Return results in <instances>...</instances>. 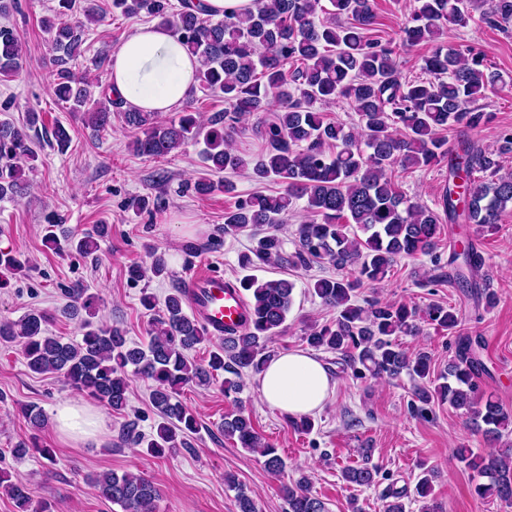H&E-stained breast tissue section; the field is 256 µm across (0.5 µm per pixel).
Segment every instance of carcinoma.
<instances>
[{"label": "carcinoma", "mask_w": 512, "mask_h": 512, "mask_svg": "<svg viewBox=\"0 0 512 512\" xmlns=\"http://www.w3.org/2000/svg\"><path fill=\"white\" fill-rule=\"evenodd\" d=\"M400 30L405 49L432 45L422 57V80L406 81L396 61L392 40L373 38L375 24L369 0H330L329 16L320 0H256V9L223 17L196 13L192 0L175 9L171 0H112L123 13H145L171 27L200 62L197 79L204 93L224 97V111L208 122L184 108L177 118L162 121L153 112L123 108V101L92 99V82L76 76L73 62L81 55L85 22H71L75 0H58L53 14L41 20L53 53V88L58 101L72 112H83L96 133L112 124V109L121 110L125 124L135 132L134 151L158 158L188 145L201 146L200 157L210 170L236 172L247 161L232 147L237 124L245 115L278 109L276 120L259 121L254 132L264 140L265 153L252 168L258 181L277 180L275 194L253 193L237 197L224 213V234L248 231L255 246L240 256L248 268L257 263L309 267L327 263L336 276L315 280L313 292L336 310V320L316 326L305 336L315 349L335 351L355 376L393 379L405 373L414 381L410 408L425 415L435 401L447 402L466 417L489 442L512 432V412L497 398L480 391L474 380L481 366L480 341L465 335L458 312L451 306L430 303L422 309L404 303L373 299L358 304L356 291L376 283L404 258L427 255L439 261L436 250L442 224H473L478 228L499 222L512 204V175H502L500 157L512 153V129L498 132L499 147L487 151L463 141L452 151L439 136L449 124L476 128L486 119L478 101L497 82L486 72L484 55L463 54L439 42L447 23L463 24L470 0H418ZM487 24L505 28L512 22V0H490L484 13ZM26 48L15 29L0 26V75L23 70ZM298 63L291 69L288 63ZM343 98L356 113L357 126L326 119L317 106ZM49 144L60 152L72 142L60 122L44 128ZM27 132L9 121H0V199L20 197L29 183L19 162L33 159ZM448 160V183L443 188L438 213L426 205L411 204L398 191L393 172L440 164ZM304 201L306 220L296 229L295 252L284 253L278 224ZM50 230L45 243L62 252V242L87 256L97 241L108 236L106 224L76 238L59 240L53 228L62 225L56 214L47 216ZM149 268L133 266L129 277L139 281L152 273H166L164 256L152 254ZM456 279L471 289L477 305L488 311L496 295L478 281L482 258L473 245L448 258ZM239 288L247 292V323L233 336H214L185 310L182 289L165 299V312L150 323L146 347L128 344L125 332L92 320L90 298L83 288L65 291L69 303L62 312L77 317L81 338L70 341L49 336V313L36 310L13 321L0 319V340L19 342L28 368L37 374L52 373L72 389L113 411L128 400L130 377L141 375L153 382L152 406L161 418L151 438L126 425L123 437L160 457L166 450L188 447L185 435L196 431L197 417L178 399L190 383L208 387L218 372L226 373L221 387L225 397L243 390V375L258 373L275 356L271 337L283 325L292 303L294 284L285 279L246 277ZM426 322L455 337V351L447 372L431 376V357L418 350L410 355L394 340L414 336ZM211 341L205 363L189 357L197 345ZM224 437L263 458L267 472L281 477L286 464L277 448L253 426L243 408L224 417ZM458 462L481 482L475 492L512 500V448H492L479 454L459 448ZM379 470L362 465L342 470L343 479L357 486H372ZM237 491L239 512H257L255 501L231 478ZM19 512H46L32 506L25 485L4 483ZM100 498L120 506L122 512H158L159 491L143 474L114 471L92 478ZM284 512H327L325 502L310 492L308 478L282 484ZM406 490L389 489L383 495V512H405Z\"/></svg>", "instance_id": "1"}]
</instances>
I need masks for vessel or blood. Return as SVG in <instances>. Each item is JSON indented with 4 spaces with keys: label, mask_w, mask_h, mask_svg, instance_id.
I'll return each mask as SVG.
<instances>
[{
    "label": "vessel or blood",
    "mask_w": 512,
    "mask_h": 512,
    "mask_svg": "<svg viewBox=\"0 0 512 512\" xmlns=\"http://www.w3.org/2000/svg\"><path fill=\"white\" fill-rule=\"evenodd\" d=\"M194 315L217 334L240 330L247 317L245 304L223 274L200 269L194 271L186 285Z\"/></svg>",
    "instance_id": "b4317fda"
}]
</instances>
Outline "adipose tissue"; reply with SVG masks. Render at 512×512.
Returning a JSON list of instances; mask_svg holds the SVG:
<instances>
[{"label":"adipose tissue","instance_id":"ef3b65f1","mask_svg":"<svg viewBox=\"0 0 512 512\" xmlns=\"http://www.w3.org/2000/svg\"><path fill=\"white\" fill-rule=\"evenodd\" d=\"M200 67L174 33L163 26L137 27L112 55L109 80L124 104L142 112L165 114L181 107L197 83ZM261 398L288 415L311 416L320 411L335 388L326 365L311 352L280 353L255 376ZM57 430L87 440L106 430L104 416L78 403L61 405Z\"/></svg>","mask_w":512,"mask_h":512}]
</instances>
